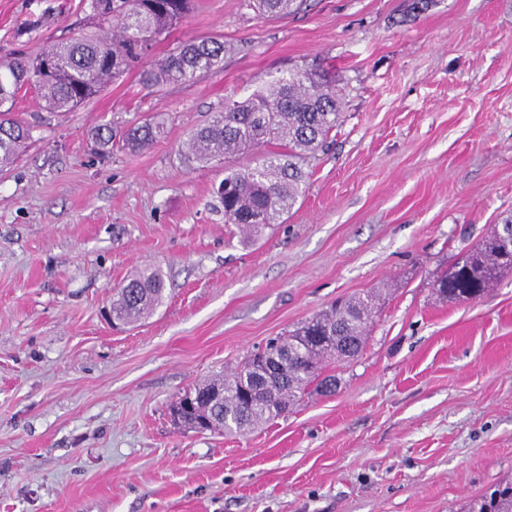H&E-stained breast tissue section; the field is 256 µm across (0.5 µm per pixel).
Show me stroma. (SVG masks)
Listing matches in <instances>:
<instances>
[{"mask_svg":"<svg viewBox=\"0 0 512 512\" xmlns=\"http://www.w3.org/2000/svg\"><path fill=\"white\" fill-rule=\"evenodd\" d=\"M81 0H0V57L91 33ZM223 40L224 66L139 69L70 112L22 88L33 141L0 170V512H464L512 478V270L483 298L433 282L512 212V0H303L261 17L196 0L149 54ZM343 98L282 224L243 241L189 169V133L288 71ZM165 122L100 158L102 123ZM160 266L162 304L113 326L114 288ZM381 289L334 393L242 434L170 408L340 297Z\"/></svg>","mask_w":512,"mask_h":512,"instance_id":"stroma-1","label":"stroma"}]
</instances>
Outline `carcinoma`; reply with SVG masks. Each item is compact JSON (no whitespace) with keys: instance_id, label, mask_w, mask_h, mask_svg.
Wrapping results in <instances>:
<instances>
[{"instance_id":"carcinoma-1","label":"carcinoma","mask_w":512,"mask_h":512,"mask_svg":"<svg viewBox=\"0 0 512 512\" xmlns=\"http://www.w3.org/2000/svg\"><path fill=\"white\" fill-rule=\"evenodd\" d=\"M297 0H245L262 16L291 13ZM96 32L60 42L39 56L0 60V167L18 159L32 138V129L14 117L17 93L30 79L45 108L71 110L97 96L113 78L142 63L151 48L187 16L192 0H83ZM49 73L40 70L44 62ZM224 42L210 38L188 41L142 70L147 85L166 86L193 80L199 73L223 68ZM341 100L326 76L294 71L269 89L244 100L224 103L206 125L190 132L183 161L206 167L224 160V179L216 195L224 208V223L235 224L257 237L290 211L306 185L303 169L308 155L328 147L341 116ZM164 134L160 122L146 120L130 127L102 125L93 138L98 151L108 154L119 144L139 150ZM275 145L280 150H271ZM512 270V259L501 254L497 237L488 236L475 250L455 262L434 281L436 293L450 301L484 297L498 276ZM162 269L144 266L112 296V319L133 324L149 316L163 299ZM380 294L370 291L342 300L313 316L286 336L259 362L249 357L233 371L186 391L173 406V415L209 419L207 430L242 433L267 423L298 402L311 387L322 392L336 388L326 374L347 354L357 357L366 346L368 328ZM314 336H327L322 345ZM469 512H512V483H500Z\"/></svg>"}]
</instances>
